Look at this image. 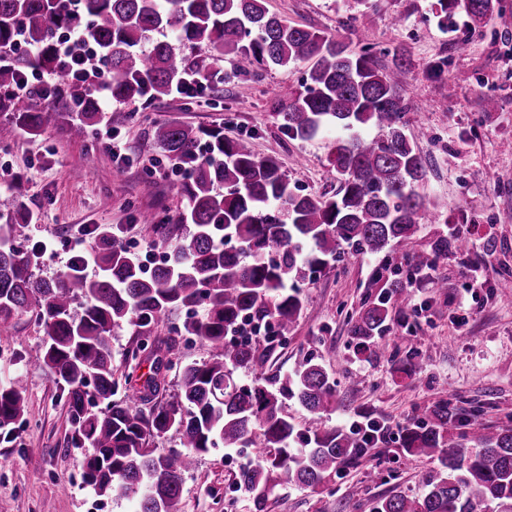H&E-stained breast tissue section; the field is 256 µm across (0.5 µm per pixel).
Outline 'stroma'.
I'll return each mask as SVG.
<instances>
[{
  "mask_svg": "<svg viewBox=\"0 0 512 512\" xmlns=\"http://www.w3.org/2000/svg\"><path fill=\"white\" fill-rule=\"evenodd\" d=\"M437 0H268L271 12L288 22L340 34L352 49L371 48L381 64L389 51L407 61L403 91L409 110L406 131L428 160L423 192L448 206V221L474 219L479 230L467 253L438 257L433 270H417L412 257L429 252L437 227L423 225L413 246L386 248L377 255L347 253L304 287L305 304L297 324L267 352L271 371L290 372L315 357L338 382L335 408L316 417L294 401L285 410L299 429L325 426L349 430L362 416L384 418L392 434L378 457L345 467L335 480L314 489L285 487L268 512H374L390 491L419 494L434 460L401 453L398 432L412 416L445 399L480 407L486 427L512 425V291L498 283L512 275V184L496 176L512 171V0L506 10L477 30L460 16L441 22ZM403 26L392 27L393 16ZM467 40L465 53L455 44ZM232 82L217 84L193 100L178 94L146 104H123L127 120L116 140L125 157L112 158L94 138L69 139L54 113L42 135L18 136L0 146V202L24 206L35 215L25 248L44 246L36 278L51 280L71 257L66 241L81 224L119 229L138 256L171 253L177 235L149 241L138 222L151 211L176 223L185 200L183 175L154 139L157 124L178 121L198 130L223 129L225 137L249 138L254 152L275 158L292 188L321 196L336 190V175L324 140L291 139L280 112L309 73L308 64L237 71L225 56ZM247 82L248 96L235 85ZM496 111H485V97ZM489 286L478 297L465 290L472 269ZM395 278L409 281L412 315L393 318L378 340L376 354L354 350L350 319ZM43 326L22 314L0 323V382H20L27 413L14 426L12 442L0 443V512H131L128 500L97 496L85 483L83 462L89 448L70 442L66 394L39 358ZM414 351L412 373L400 360ZM360 385L350 389L349 378ZM255 449L214 448L199 454L185 477L181 512H253L252 502L233 490V480Z\"/></svg>",
  "mask_w": 512,
  "mask_h": 512,
  "instance_id": "obj_1",
  "label": "stroma"
}]
</instances>
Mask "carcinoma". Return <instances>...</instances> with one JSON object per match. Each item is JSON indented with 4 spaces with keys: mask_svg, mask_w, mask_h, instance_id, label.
Listing matches in <instances>:
<instances>
[{
    "mask_svg": "<svg viewBox=\"0 0 512 512\" xmlns=\"http://www.w3.org/2000/svg\"><path fill=\"white\" fill-rule=\"evenodd\" d=\"M438 6L445 17L465 14L473 30L495 14L494 0H438ZM70 30L97 50L115 103L162 99L189 75L213 79L226 54L235 55L245 72L309 62L310 84L283 107L282 127L301 140L330 127L338 131L329 161L339 186L321 198L294 192L277 160L257 156L247 138L201 133L179 122L156 125L155 141L184 174L187 211L177 248L150 275L119 241L104 238L94 249L96 277L71 268L38 280L23 249L30 212L0 211V321L32 311L43 325L42 361L67 391L71 444L94 448L84 462L86 483L101 496L129 500L135 512H181L183 483L196 455L220 446L259 448L235 484L256 512H267L279 487L315 488L359 457L378 454L379 424L366 438L324 427L303 433L288 417L287 399L317 416L336 404V381L322 363L309 358L290 374L242 383L236 370H261L266 358L253 344L229 336L252 317L268 326L265 341L273 344L299 318L304 285L342 259L343 245L378 254L391 244H413L421 224L436 220L438 208L420 193L426 161L405 132L401 56L395 52L392 65L381 66L368 48L357 52L337 35L288 24L266 0H0V48L19 40L32 47L0 62V111L11 115L0 123V143L21 132L40 135L50 116L39 110L38 88L15 91L20 72H46L63 99H85L80 118L67 122L70 138L85 139L98 123V102L68 82L57 53L59 36ZM154 32L172 33L179 47L151 40ZM371 128L378 132L368 133ZM202 135L204 152L198 149ZM139 221L152 236L171 231L154 212L140 214ZM468 248L455 226L431 241L435 256ZM391 288L406 312L407 285L395 280ZM175 312L190 314L180 335L204 341L210 359L180 367L179 393L161 403L162 370L174 366L176 339L162 347L153 343L145 390L135 395L130 382L125 398L114 399L112 330L130 322L138 335L151 336ZM389 321L387 301L368 303L351 335L374 354L375 338ZM26 412L18 384L0 387L3 441H10L11 425ZM462 423V412L441 401L403 426L402 451L439 467L427 477L424 493L393 491L375 512H512V426L478 435V424L461 431ZM172 429L185 450L154 455L150 440Z\"/></svg>",
    "mask_w": 512,
    "mask_h": 512,
    "instance_id": "carcinoma-1",
    "label": "carcinoma"
}]
</instances>
